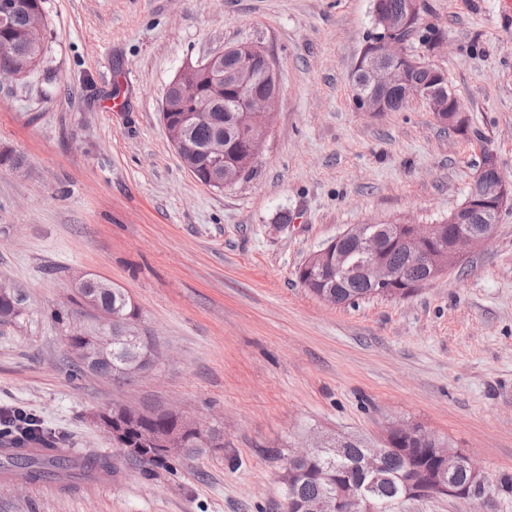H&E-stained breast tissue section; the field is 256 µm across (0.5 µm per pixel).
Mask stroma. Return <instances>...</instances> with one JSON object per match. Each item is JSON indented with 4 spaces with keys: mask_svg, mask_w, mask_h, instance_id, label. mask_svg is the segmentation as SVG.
Listing matches in <instances>:
<instances>
[{
    "mask_svg": "<svg viewBox=\"0 0 512 512\" xmlns=\"http://www.w3.org/2000/svg\"><path fill=\"white\" fill-rule=\"evenodd\" d=\"M48 45L0 85V282L27 297L0 326V408L65 448L111 456L95 480L0 483V512H282L283 457L310 432L375 442L416 424L512 474V207L493 242L411 296L327 304L296 273L369 220L433 224L466 197L484 150L512 180V11L501 0H420L442 49H407L448 77L466 134L428 107L371 114L349 75L372 0H45ZM253 42L281 75L263 153L234 186L181 164L161 104L190 61ZM287 226H279L280 215ZM96 274L141 311L162 352L132 383L66 370L71 283ZM121 404L222 424L224 445L172 467L128 460L92 422ZM397 512H512L440 497Z\"/></svg>",
    "mask_w": 512,
    "mask_h": 512,
    "instance_id": "35a3bbf8",
    "label": "stroma"
}]
</instances>
